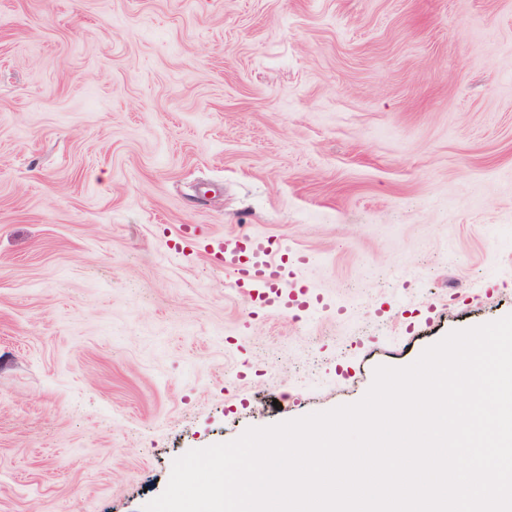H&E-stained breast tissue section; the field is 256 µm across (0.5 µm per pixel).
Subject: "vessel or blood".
<instances>
[{
  "label": "vessel or blood",
  "mask_w": 512,
  "mask_h": 512,
  "mask_svg": "<svg viewBox=\"0 0 512 512\" xmlns=\"http://www.w3.org/2000/svg\"><path fill=\"white\" fill-rule=\"evenodd\" d=\"M206 251L223 267L232 288L254 302L284 309L305 308L312 294L296 279V263H285L269 237L237 233L212 240Z\"/></svg>",
  "instance_id": "b4317fda"
}]
</instances>
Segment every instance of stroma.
I'll list each match as a JSON object with an SVG mask.
<instances>
[{
  "instance_id": "obj_1",
  "label": "stroma",
  "mask_w": 512,
  "mask_h": 512,
  "mask_svg": "<svg viewBox=\"0 0 512 512\" xmlns=\"http://www.w3.org/2000/svg\"><path fill=\"white\" fill-rule=\"evenodd\" d=\"M510 314L512 0H0V512H142ZM206 252L224 268L232 288L252 302L274 303L284 309L309 307L312 294L296 279L301 257L286 264L269 237L254 233L225 235L212 240Z\"/></svg>"
}]
</instances>
